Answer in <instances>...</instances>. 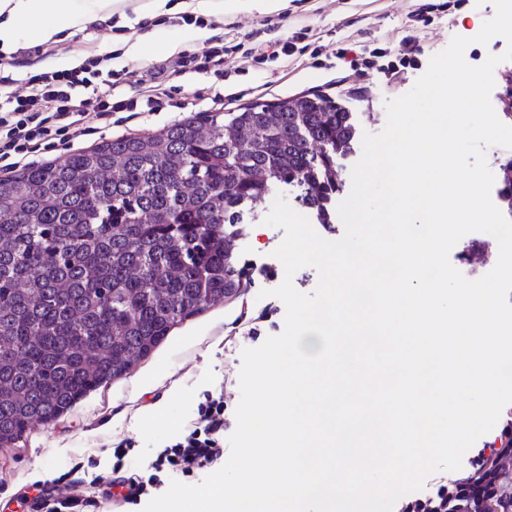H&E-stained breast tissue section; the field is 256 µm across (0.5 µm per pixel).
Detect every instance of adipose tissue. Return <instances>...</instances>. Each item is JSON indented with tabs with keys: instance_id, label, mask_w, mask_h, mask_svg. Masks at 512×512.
I'll return each instance as SVG.
<instances>
[{
	"instance_id": "1",
	"label": "adipose tissue",
	"mask_w": 512,
	"mask_h": 512,
	"mask_svg": "<svg viewBox=\"0 0 512 512\" xmlns=\"http://www.w3.org/2000/svg\"><path fill=\"white\" fill-rule=\"evenodd\" d=\"M35 18L40 41H62L75 26L73 0H0V43H12Z\"/></svg>"
}]
</instances>
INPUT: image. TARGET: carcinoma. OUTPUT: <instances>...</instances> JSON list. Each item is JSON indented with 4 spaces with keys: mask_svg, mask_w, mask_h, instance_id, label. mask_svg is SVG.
<instances>
[{
    "mask_svg": "<svg viewBox=\"0 0 512 512\" xmlns=\"http://www.w3.org/2000/svg\"><path fill=\"white\" fill-rule=\"evenodd\" d=\"M357 136L332 99L205 112L0 179V441L125 374L171 327L240 287V207L285 184L331 224L336 156ZM499 197L512 213V157Z\"/></svg>",
    "mask_w": 512,
    "mask_h": 512,
    "instance_id": "obj_1",
    "label": "carcinoma"
}]
</instances>
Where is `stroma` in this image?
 Segmentation results:
<instances>
[{
  "label": "stroma",
  "instance_id": "stroma-1",
  "mask_svg": "<svg viewBox=\"0 0 512 512\" xmlns=\"http://www.w3.org/2000/svg\"><path fill=\"white\" fill-rule=\"evenodd\" d=\"M75 8L82 20L63 41L43 43L28 32L15 43L0 44V57L6 59L16 49L28 51L18 65L6 69L18 84H25L41 69H70L87 58L107 55L111 68L126 78L124 92H142L160 81L158 64L174 60L181 52L206 50L218 30L225 40L247 44L256 35L270 40L303 30L306 48L290 57L247 65L228 60L222 80L210 73L170 75L162 81L171 87L175 106L76 135L69 149L46 148L32 154L25 160L29 166L59 161L67 151L90 150L117 136H149L200 112H228L308 93L332 98L353 112L360 133L376 134L386 125L385 102L409 92L431 57L444 50L453 36L471 38L464 57L473 66L507 47L500 36L485 45L474 41L484 21L495 13L491 0H283L274 12L240 9L220 16L201 9L198 25L176 22V15L183 12L181 0H166L164 28L175 50L133 59L126 54L125 43L146 35L143 12L129 7L110 15H91L85 0H75ZM421 8L427 22L412 21V13ZM407 37L422 52L415 66L396 77L380 68L354 70L336 57L338 48L356 42L370 49H388L394 61ZM270 209L266 202L243 211L242 234L234 253V265L242 276L233 297L207 305L174 326L129 372L90 391L58 418L32 425L13 444L0 446V512H20L31 492L43 496L65 488L89 497L92 512H143L139 505L125 511L107 501L109 487L97 483V475H148L157 454L196 418L206 396H223L226 416L234 418L242 350L260 346L284 328L283 302L259 296L261 290L276 288L287 277L273 255L284 232L263 223ZM157 404L162 405L163 416H152ZM120 445L129 451L119 459L113 451Z\"/></svg>",
  "mask_w": 512,
  "mask_h": 512
}]
</instances>
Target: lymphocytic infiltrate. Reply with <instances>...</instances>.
<instances>
[{
	"instance_id": "obj_1",
	"label": "lymphocytic infiltrate",
	"mask_w": 512,
	"mask_h": 512,
	"mask_svg": "<svg viewBox=\"0 0 512 512\" xmlns=\"http://www.w3.org/2000/svg\"><path fill=\"white\" fill-rule=\"evenodd\" d=\"M241 53L251 57L257 50L225 42L217 35L202 54H182L173 64H159L158 69L163 74L172 69L220 77L226 58ZM102 78L115 88L106 100L97 93V82ZM121 82L120 73L104 70L99 57L69 70L35 73L23 91L15 87L11 77L0 75V171L14 168L15 158L40 141L78 132L88 116L133 112L141 104L150 112L164 109L166 102L161 93L152 92L140 103L119 91ZM228 427L223 397H208L199 407L196 420L157 457L153 474L129 481L125 502L138 504L150 488L160 485L162 478L177 480L223 458ZM496 432L498 445L473 449L454 480L431 476L422 492L398 501L394 512H475L477 502L484 499L495 502L498 512H512V469L496 466L499 460L512 459V416L499 420Z\"/></svg>"
}]
</instances>
